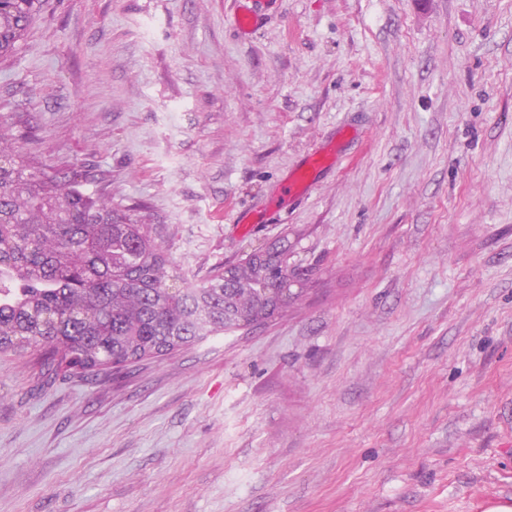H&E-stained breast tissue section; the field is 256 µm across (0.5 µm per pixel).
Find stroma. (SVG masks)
I'll return each instance as SVG.
<instances>
[{"mask_svg":"<svg viewBox=\"0 0 512 512\" xmlns=\"http://www.w3.org/2000/svg\"><path fill=\"white\" fill-rule=\"evenodd\" d=\"M233 9L43 0L0 58L5 146L81 171L191 285L283 244L305 272L160 359L0 352V512L512 501V0H274L249 38ZM327 147L316 150L308 155L305 167L290 176L288 183L283 187L281 196L290 199L302 192L313 188L316 174L327 166V161L334 157V152Z\"/></svg>","mask_w":512,"mask_h":512,"instance_id":"stroma-1","label":"stroma"}]
</instances>
